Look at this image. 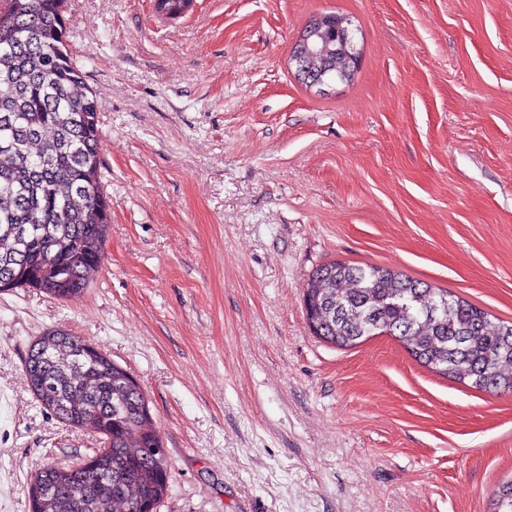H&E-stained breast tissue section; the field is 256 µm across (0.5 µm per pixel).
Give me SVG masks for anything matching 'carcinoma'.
<instances>
[{
	"instance_id": "1",
	"label": "carcinoma",
	"mask_w": 512,
	"mask_h": 512,
	"mask_svg": "<svg viewBox=\"0 0 512 512\" xmlns=\"http://www.w3.org/2000/svg\"><path fill=\"white\" fill-rule=\"evenodd\" d=\"M189 0H158L168 17ZM297 60L305 84L349 81L348 62L324 15ZM64 0H0V291L34 288L57 299L83 293L102 269L111 199L100 165L96 96L68 45ZM313 333L350 348L374 324L428 369L488 393H512V322L410 275L331 262L303 289ZM24 378L61 422L88 428L105 447L82 461L47 464L31 486L32 512H157L171 463L133 375L99 347L56 327L29 348ZM494 512H512V479Z\"/></svg>"
}]
</instances>
